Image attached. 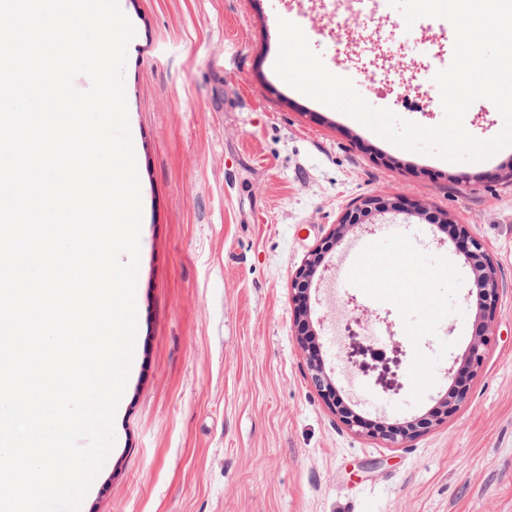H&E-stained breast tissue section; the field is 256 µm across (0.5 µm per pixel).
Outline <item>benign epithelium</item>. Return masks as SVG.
Instances as JSON below:
<instances>
[{
  "label": "benign epithelium",
  "mask_w": 512,
  "mask_h": 512,
  "mask_svg": "<svg viewBox=\"0 0 512 512\" xmlns=\"http://www.w3.org/2000/svg\"><path fill=\"white\" fill-rule=\"evenodd\" d=\"M400 214L418 218L428 216V212L419 207L412 210L406 209L401 205L399 198L394 196L366 195L359 198L342 214L335 231L312 251L304 266L296 272L291 281L292 298L295 303L293 311L295 333L304 343L311 382L328 405L337 412L344 425L356 432L381 439L391 446H400L414 439L434 423L447 417L466 398L468 375L482 364L490 344L491 323L495 318L500 294L497 264L484 244L470 234L467 225L458 223L450 214L446 212L433 214V219L440 224V228L448 232V236L461 248L466 263L480 286V332L469 344L464 358L465 371L457 372L455 388L439 402V406L430 417L411 421L404 426L392 427L381 422L370 423L359 418L352 410L337 405L336 387L325 371L318 354V345L315 343L317 333L310 319V286L323 261L324 253L333 249L349 228L357 224H373L380 217L387 215L395 217ZM368 320V314L363 310L345 323L344 338L348 362L364 373L370 370L376 372V381L383 389L398 391L402 388L397 374L401 364L399 358L401 350L399 346H394V356L388 358L370 347L367 344L368 337L362 333Z\"/></svg>",
  "instance_id": "7a95c632"
}]
</instances>
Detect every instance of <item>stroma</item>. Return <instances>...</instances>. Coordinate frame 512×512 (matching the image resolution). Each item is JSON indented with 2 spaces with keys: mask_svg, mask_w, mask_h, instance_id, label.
Returning <instances> with one entry per match:
<instances>
[{
  "mask_svg": "<svg viewBox=\"0 0 512 512\" xmlns=\"http://www.w3.org/2000/svg\"><path fill=\"white\" fill-rule=\"evenodd\" d=\"M135 29L125 94L138 144L140 263L134 359L114 444L80 512H512V150L491 163L432 162L275 73L279 19L299 25L334 74L372 106L431 127L440 91L426 76L444 19L406 27L387 0H349L396 72L420 91L390 92L360 70L368 47L337 51L320 0H121ZM400 197L451 214L493 256L494 336L466 399L401 446L346 427L311 384L293 326L290 281L355 199ZM385 221L327 252L310 318L327 374L363 419L403 426L450 390L479 325L474 275L437 225ZM373 242L375 288H343L337 261ZM433 254L438 273L400 282L401 251ZM368 311L378 348L400 342L403 388L386 394L347 362L343 329Z\"/></svg>",
  "mask_w": 512,
  "mask_h": 512,
  "instance_id": "1",
  "label": "stroma"
}]
</instances>
